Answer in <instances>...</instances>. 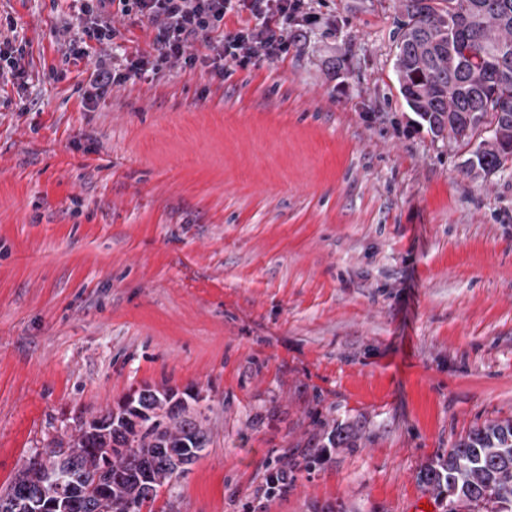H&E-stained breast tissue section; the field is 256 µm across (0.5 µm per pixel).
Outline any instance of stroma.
Wrapping results in <instances>:
<instances>
[{
    "mask_svg": "<svg viewBox=\"0 0 512 512\" xmlns=\"http://www.w3.org/2000/svg\"><path fill=\"white\" fill-rule=\"evenodd\" d=\"M71 4L0 0L28 82L0 84V495L166 385L209 442L142 512H443L421 466L512 417V166L466 175L417 124L400 0H308L286 60L173 67L91 110L92 59L46 77ZM319 449L310 450L305 454L302 458V461L292 460L288 461V464L281 465L277 473V484L273 483L269 486V480H267L266 494L268 496H278L281 493H284L288 490V484L290 482L291 477L295 475V472H299L302 470H309L312 466L318 464L320 461V452ZM281 482H280V480Z\"/></svg>",
    "mask_w": 512,
    "mask_h": 512,
    "instance_id": "35a3bbf8",
    "label": "stroma"
}]
</instances>
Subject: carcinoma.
Here are the masks:
<instances>
[{
    "label": "carcinoma",
    "instance_id": "obj_1",
    "mask_svg": "<svg viewBox=\"0 0 512 512\" xmlns=\"http://www.w3.org/2000/svg\"><path fill=\"white\" fill-rule=\"evenodd\" d=\"M393 70L408 108L435 136L468 152L465 171L488 175L512 163V0H402ZM138 424L124 405L84 422L72 445L84 454L65 462L66 479L83 495L80 512H93V477L99 458L91 449L112 446V512H141L173 476L199 458L205 429L174 390L149 386L133 394ZM181 449L175 461L169 450ZM320 461V450L277 470L268 496L288 490L295 473ZM48 469H22L19 484L32 495L49 481ZM419 478L446 512H512V418L469 430L446 454L425 463Z\"/></svg>",
    "mask_w": 512,
    "mask_h": 512
}]
</instances>
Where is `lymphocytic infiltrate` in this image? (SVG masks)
Masks as SVG:
<instances>
[{
    "label": "lymphocytic infiltrate",
    "mask_w": 512,
    "mask_h": 512,
    "mask_svg": "<svg viewBox=\"0 0 512 512\" xmlns=\"http://www.w3.org/2000/svg\"><path fill=\"white\" fill-rule=\"evenodd\" d=\"M304 0H80L77 33L67 42L64 59L90 55L95 47L114 45L120 31L113 14L147 20L155 30L145 51L97 61L81 88L86 107H94L112 87L166 68H206L224 78L230 65L274 61L288 54V22L303 11ZM200 44L191 52L192 44Z\"/></svg>",
    "instance_id": "lymphocytic-infiltrate-1"
}]
</instances>
